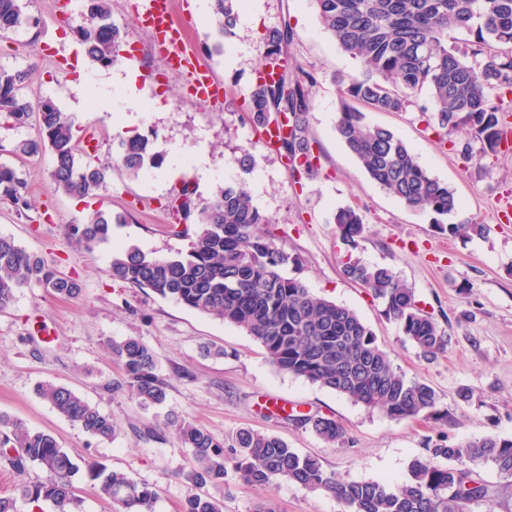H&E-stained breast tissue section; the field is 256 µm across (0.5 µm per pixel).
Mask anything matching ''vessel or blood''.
Masks as SVG:
<instances>
[{
    "mask_svg": "<svg viewBox=\"0 0 512 512\" xmlns=\"http://www.w3.org/2000/svg\"><path fill=\"white\" fill-rule=\"evenodd\" d=\"M139 17L149 23L153 46L161 60L186 76L188 94L201 101L219 100L224 93L223 85L200 67L195 52L184 39L186 25L174 19L170 0H140Z\"/></svg>",
    "mask_w": 512,
    "mask_h": 512,
    "instance_id": "obj_1",
    "label": "vessel or blood"
}]
</instances>
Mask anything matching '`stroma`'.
<instances>
[{
  "instance_id": "1",
  "label": "stroma",
  "mask_w": 512,
  "mask_h": 512,
  "mask_svg": "<svg viewBox=\"0 0 512 512\" xmlns=\"http://www.w3.org/2000/svg\"><path fill=\"white\" fill-rule=\"evenodd\" d=\"M137 2L112 0V19L130 30L123 57L141 68L140 90L161 99L164 108L133 113V129L157 130V148L169 166L189 163L200 146H207L209 178L201 196L209 197L219 184L244 181L253 204L270 217L277 246L295 259L287 274L302 279L314 294L353 309L395 367L436 391L443 418L393 419L367 410L304 378L279 372L245 330L150 289L113 281V246L134 245L156 256L186 250L189 240L172 231L166 209L174 183L162 181L157 170L133 180L116 167L96 196H68L52 185L50 153H13L18 139L37 137L36 124L16 129L1 120L0 162L20 169L27 204L0 196V234L14 237L50 268L78 280L82 291L65 299L34 284L0 312V413L54 435L76 458L150 485L157 492L155 512H180L188 493L179 471L188 465L189 449L170 432L159 439L145 436L171 413L227 443L243 428L273 434L339 477L394 485L406 479L410 460L424 454L428 440L440 435L455 445L489 434L512 438V149L467 158L443 141L416 107L367 111L370 123L390 128L433 177L453 189L459 207L448 215V223L487 227L481 236L441 235L433 227L432 213L411 210L387 194L340 144L336 121L342 88L335 77L357 74L358 66L324 32L309 0H244L236 34L225 40L219 54L211 50L208 19L192 18L187 40L224 84L223 101L211 104L190 98L184 76L162 65L138 22ZM28 9L41 23L0 35V69L31 68L33 90L72 117L77 138L94 136L98 157L106 158L118 139L110 103L125 77L122 63L107 68L86 63L105 104L94 109L72 86L73 66L84 53L75 34L76 0H31ZM285 21L295 32L287 50L291 70L319 77L309 117L318 171L300 183L239 111L258 68L261 32ZM248 147L256 163L246 173L237 158ZM346 206L358 209L369 226L352 252L332 220ZM96 211L122 214L127 221L113 225L111 244L89 250L71 228ZM351 257L390 266L413 288L419 306L447 334L444 352L432 360L421 357L384 316L381 303L343 278L342 267ZM131 336L158 354L159 374L167 384L163 407L141 408L122 384L110 346ZM46 384L67 386L111 414L115 438L98 440L58 414L37 393ZM463 389L471 392L470 401L459 398ZM277 403L298 414L335 418L346 431L345 444L326 443L309 427L283 419L273 409ZM43 477L38 466L18 472L0 461V496L14 497L17 512H55L51 502L36 507L16 495L19 486ZM225 483L230 492L224 512H254L259 505L273 512H344L330 494L288 482L243 487L231 472Z\"/></svg>"
}]
</instances>
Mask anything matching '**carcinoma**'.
Segmentation results:
<instances>
[{
    "label": "carcinoma",
    "instance_id": "obj_1",
    "mask_svg": "<svg viewBox=\"0 0 512 512\" xmlns=\"http://www.w3.org/2000/svg\"><path fill=\"white\" fill-rule=\"evenodd\" d=\"M239 0H212L214 31L219 39L234 34ZM28 0H0V34L39 24L27 12ZM322 28L345 53L358 61L360 72L343 88L344 100L336 124L341 145L369 177L408 208L435 215V227L450 237L481 234L482 224H445L455 211V193L430 175L413 151L392 130L371 124L352 103L378 112H404L422 92L433 100L434 125L452 146L472 152L496 153L506 145L508 123L498 103L499 92H512V0H310ZM474 39L464 49L448 44V34L471 29ZM77 35L89 60L108 67L119 61L128 32L112 21L111 0H83ZM294 38L288 22L261 33L262 63L242 104L250 121L263 129L275 122L282 129L277 150L298 177L318 170V156L308 134L313 88L318 77L288 70L287 46ZM0 115L15 128L30 121L38 138L21 139L14 153L31 156L44 149L54 158L55 189L76 198L98 194L107 185L112 162L132 179L160 168L164 156L156 150L154 131L123 137L112 153L114 161L92 159L75 138L74 123L48 97L34 98L30 70H0ZM466 131L470 139L454 137ZM26 182L17 168L0 163V194L26 203ZM167 209L175 223L186 226L187 250L171 256H150L136 246L112 252V279L148 288L212 318L244 329L267 351L278 370L343 395L368 409L395 419L432 417L438 395L428 384L409 379L394 367L371 329L350 308L314 295L284 269L292 257L280 249L269 231L270 220L256 208L243 183L220 185L208 199L200 198L190 182H182ZM126 219L97 211L74 227L77 240L88 246L106 243L112 225ZM342 243L358 248L365 238L363 216L353 207L334 215ZM344 278L371 291L384 315L426 359L447 346V336L434 318L417 306L413 289L386 265L349 260ZM37 282L61 297L81 292L76 280L48 268L8 235H0V310L16 294ZM126 386L149 408L166 401V383L159 375L155 350L135 336L112 347ZM38 394L59 414L79 424L93 437L110 440L116 433L112 415L73 390L58 385L39 387ZM308 426L322 440L342 445L343 426L334 418L312 414L285 415ZM191 452L189 469L180 470L190 492L181 512H224V500L206 488L224 485L233 469L246 486L292 482L322 490L336 498L345 512H472L489 503V486L473 477V465L490 464L512 477V439L488 435L466 446L448 444L439 436L408 464V480L391 486L379 481H355L326 472L314 458L302 456L281 438L249 428L239 430L226 446L206 429L180 419L168 421ZM0 447L14 448L7 458L15 470L35 464L44 479L18 488L31 503L50 501L56 512H75L79 503L73 478L86 470L99 497L120 505L121 512H154L156 495L146 483L126 473L78 460L52 435L32 431L22 422L0 415Z\"/></svg>",
    "mask_w": 512,
    "mask_h": 512
}]
</instances>
